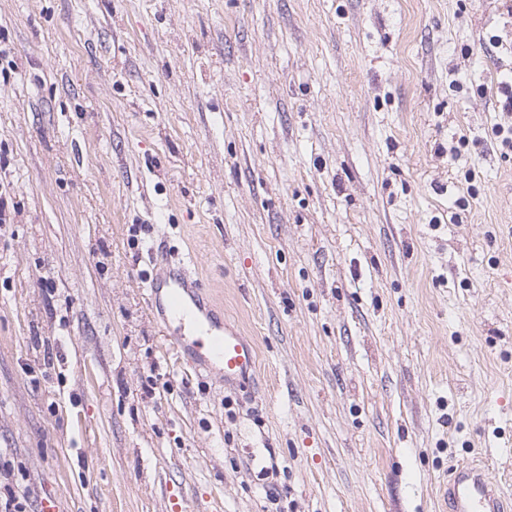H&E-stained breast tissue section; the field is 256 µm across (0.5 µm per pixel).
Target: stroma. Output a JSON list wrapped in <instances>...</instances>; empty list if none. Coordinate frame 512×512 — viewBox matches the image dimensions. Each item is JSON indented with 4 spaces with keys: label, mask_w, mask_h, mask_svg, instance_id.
<instances>
[{
    "label": "stroma",
    "mask_w": 512,
    "mask_h": 512,
    "mask_svg": "<svg viewBox=\"0 0 512 512\" xmlns=\"http://www.w3.org/2000/svg\"><path fill=\"white\" fill-rule=\"evenodd\" d=\"M0 49V497L441 512L476 461L512 512V0H0ZM155 252L253 389L169 351Z\"/></svg>",
    "instance_id": "obj_1"
}]
</instances>
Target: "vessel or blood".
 <instances>
[{
	"label": "vessel or blood",
	"mask_w": 512,
	"mask_h": 512,
	"mask_svg": "<svg viewBox=\"0 0 512 512\" xmlns=\"http://www.w3.org/2000/svg\"><path fill=\"white\" fill-rule=\"evenodd\" d=\"M155 273L147 284V302L164 324L187 327L175 337L178 350L194 351L199 366L219 365L226 385L247 383L257 366L254 342L224 320L221 306L198 279L187 278L162 255L154 257ZM505 493L489 469L458 463L448 472V512H504Z\"/></svg>",
	"instance_id": "1"
}]
</instances>
